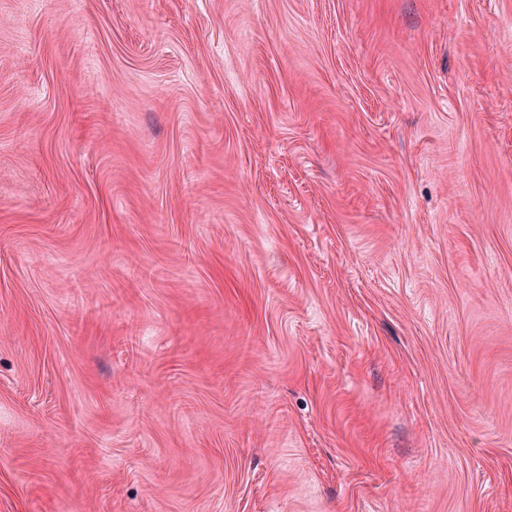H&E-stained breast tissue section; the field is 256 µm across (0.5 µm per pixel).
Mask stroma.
Returning <instances> with one entry per match:
<instances>
[{
  "mask_svg": "<svg viewBox=\"0 0 512 512\" xmlns=\"http://www.w3.org/2000/svg\"><path fill=\"white\" fill-rule=\"evenodd\" d=\"M0 512H512V0H0Z\"/></svg>",
  "mask_w": 512,
  "mask_h": 512,
  "instance_id": "stroma-1",
  "label": "stroma"
}]
</instances>
